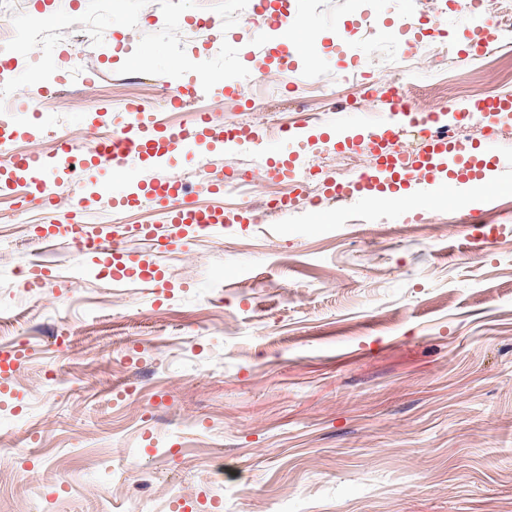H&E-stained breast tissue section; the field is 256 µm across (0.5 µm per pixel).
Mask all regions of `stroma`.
Returning <instances> with one entry per match:
<instances>
[{
    "label": "stroma",
    "mask_w": 512,
    "mask_h": 512,
    "mask_svg": "<svg viewBox=\"0 0 512 512\" xmlns=\"http://www.w3.org/2000/svg\"><path fill=\"white\" fill-rule=\"evenodd\" d=\"M238 0H0L17 28L41 27L32 54L7 72L19 100L8 117L21 152H51L60 135L86 148L92 126L126 119V100L166 98L167 83L203 92L164 123L202 110L261 134L314 113L384 112L387 81L425 112L454 113L484 90L512 98V53L435 57L425 31L392 46L388 22L408 0H292L295 71L273 92L258 83L234 22ZM215 23L205 42L177 28L200 12ZM379 21L359 37L364 13ZM88 21L81 38L69 16ZM394 47L408 70L391 69ZM359 64L368 94L336 80ZM106 68L96 86L45 101L69 65ZM238 96H224L225 79ZM476 115L469 150L451 172L479 185L474 204L337 206L327 184L369 166L368 149L342 154L334 132L309 144L280 137L301 190L286 211L228 224L153 255L164 278L79 277L92 258L65 242L41 243L32 226L50 214L29 203L21 224L0 222V309L26 360L0 391V512H512V123ZM490 147L499 163L482 178ZM249 147L215 144L205 170L173 167L197 203L246 214L267 185ZM246 193L215 195L226 171ZM44 249L35 276L27 253Z\"/></svg>",
    "instance_id": "obj_1"
}]
</instances>
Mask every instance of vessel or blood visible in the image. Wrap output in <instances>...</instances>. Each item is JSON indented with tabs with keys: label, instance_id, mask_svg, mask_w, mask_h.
I'll return each mask as SVG.
<instances>
[{
	"label": "vessel or blood",
	"instance_id": "vessel-or-blood-1",
	"mask_svg": "<svg viewBox=\"0 0 512 512\" xmlns=\"http://www.w3.org/2000/svg\"><path fill=\"white\" fill-rule=\"evenodd\" d=\"M474 13L481 15L485 35L474 38L468 29H461L459 40L465 54L477 56L494 42L499 22L486 12L483 0H472ZM289 0H255L254 14L244 17L243 28L255 23L271 32L281 34V54L291 55L288 29ZM387 112L376 125L368 140L379 157L375 165L346 185L335 187L336 196H365L389 179L402 176L403 166L382 153L388 142L399 138L407 126L420 127L426 139L416 154L419 169L438 172L447 162L455 161L458 150L447 139L438 137L436 131L444 123L441 113L418 110L397 84H387L384 95ZM223 121L209 112L195 114L193 125L185 130L165 127L155 129L148 120L135 118L124 127L113 130L109 139L95 144L91 153L83 158L84 164L112 173L123 169L138 159L150 160L157 168H166L185 162L204 167L211 151L210 144ZM72 146L68 139H60L55 149L42 156L12 155L9 165L34 184V196L41 206L54 212L49 222L36 224L32 232L41 241L63 240L75 245L82 253H94L102 258L101 271L115 279L156 280L158 272L146 259V253L155 248L175 250L182 247L193 233H213L222 230L225 222L222 210L201 207L187 198L181 182L156 179L150 182L135 181L124 197L125 203L147 199L163 216L158 225L128 227L107 221L87 219L83 210L87 200L100 195L99 181L81 179L77 184L76 199L68 211H60L58 196L52 176L56 170L69 169L72 164ZM131 236L141 242L135 250L120 245L119 240Z\"/></svg>",
	"mask_w": 512,
	"mask_h": 512
}]
</instances>
